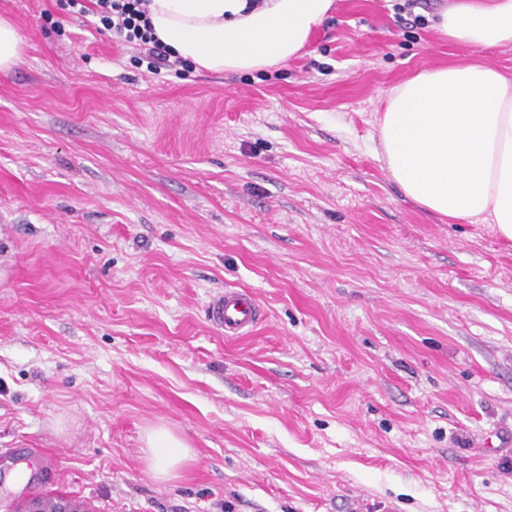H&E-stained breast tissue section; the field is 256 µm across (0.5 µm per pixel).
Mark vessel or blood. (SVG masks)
<instances>
[{
  "mask_svg": "<svg viewBox=\"0 0 512 512\" xmlns=\"http://www.w3.org/2000/svg\"><path fill=\"white\" fill-rule=\"evenodd\" d=\"M259 316V304L247 290H224L212 298L207 308L208 321L228 338L250 335Z\"/></svg>",
  "mask_w": 512,
  "mask_h": 512,
  "instance_id": "obj_1",
  "label": "vessel or blood"
}]
</instances>
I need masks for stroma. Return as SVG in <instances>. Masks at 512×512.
I'll return each mask as SVG.
<instances>
[{"mask_svg": "<svg viewBox=\"0 0 512 512\" xmlns=\"http://www.w3.org/2000/svg\"><path fill=\"white\" fill-rule=\"evenodd\" d=\"M335 0L268 74L148 73L59 0H0V512H512V241L403 196L392 88L458 61ZM263 317L228 339L211 298ZM194 458L161 482L143 438ZM24 33L10 20L0 17V72L7 73L21 60ZM259 304L248 290L225 289L212 298L207 319L227 338L250 335L258 325Z\"/></svg>", "mask_w": 512, "mask_h": 512, "instance_id": "1", "label": "stroma"}]
</instances>
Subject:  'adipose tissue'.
<instances>
[{
	"mask_svg": "<svg viewBox=\"0 0 512 512\" xmlns=\"http://www.w3.org/2000/svg\"><path fill=\"white\" fill-rule=\"evenodd\" d=\"M334 0H149L156 37L194 68L264 72L286 64ZM437 30L476 52L512 45V0H453ZM382 158L403 195L448 223L491 224L512 240V78L485 61L420 72L379 119ZM156 480L177 478L190 446L164 426L145 436Z\"/></svg>",
	"mask_w": 512,
	"mask_h": 512,
	"instance_id": "adipose-tissue-1",
	"label": "adipose tissue"
}]
</instances>
